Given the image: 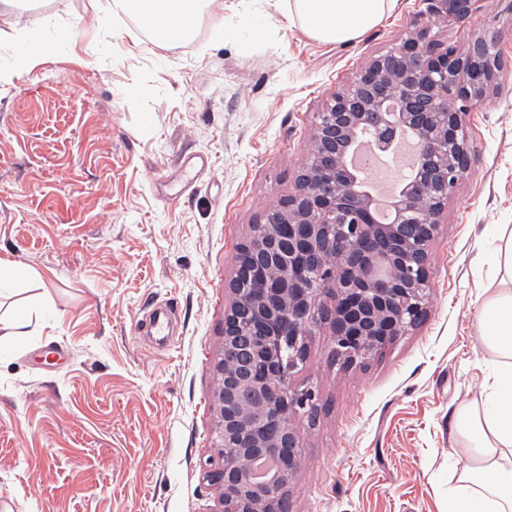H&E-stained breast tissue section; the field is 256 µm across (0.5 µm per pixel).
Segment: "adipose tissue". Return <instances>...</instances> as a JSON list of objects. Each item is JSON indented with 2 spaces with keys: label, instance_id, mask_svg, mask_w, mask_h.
<instances>
[{
  "label": "adipose tissue",
  "instance_id": "adipose-tissue-1",
  "mask_svg": "<svg viewBox=\"0 0 512 512\" xmlns=\"http://www.w3.org/2000/svg\"><path fill=\"white\" fill-rule=\"evenodd\" d=\"M391 0H288V11L310 37L326 43L360 38L383 19ZM107 10L149 25L153 38L175 42L173 27L223 13L222 0H109ZM490 262L496 287L478 313L485 348L494 358L485 401L458 406L449 430L467 462L448 489L452 512H512V226L500 225Z\"/></svg>",
  "mask_w": 512,
  "mask_h": 512
}]
</instances>
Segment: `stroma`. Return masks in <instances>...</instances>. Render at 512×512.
<instances>
[{
    "mask_svg": "<svg viewBox=\"0 0 512 512\" xmlns=\"http://www.w3.org/2000/svg\"><path fill=\"white\" fill-rule=\"evenodd\" d=\"M107 0H26L50 50L0 85V257L34 268L0 305H34L0 343V512H217L211 394L239 247L295 189L316 115L400 43L423 0H392L361 38L311 39L286 0L192 41L158 44ZM262 38H254L255 26ZM497 35L498 84L466 117L471 168L432 247L422 322L362 364L314 329L295 386L301 460L289 512H448L466 457L457 406L481 399L490 355L476 315L495 225H512V0L432 29L448 45ZM172 311L169 342L139 328Z\"/></svg>",
    "mask_w": 512,
    "mask_h": 512,
    "instance_id": "obj_1",
    "label": "stroma"
}]
</instances>
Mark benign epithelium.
Wrapping results in <instances>:
<instances>
[{"instance_id":"1","label":"benign epithelium","mask_w":512,"mask_h":512,"mask_svg":"<svg viewBox=\"0 0 512 512\" xmlns=\"http://www.w3.org/2000/svg\"><path fill=\"white\" fill-rule=\"evenodd\" d=\"M482 0H425L413 30L341 84L317 113L295 192L269 209L237 254L224 312V350L212 393L218 459L206 478L223 512H279L302 447L290 417L313 416V389L292 386L323 327L331 358L354 366L417 326L426 314L431 245L448 195L470 170L464 120L496 86L497 37L457 50L431 35L436 19L463 18ZM382 147L413 134L419 164L395 196L391 221L377 224L371 195L347 164L357 134ZM259 283L252 294L244 278ZM271 475L254 473L258 461Z\"/></svg>"}]
</instances>
